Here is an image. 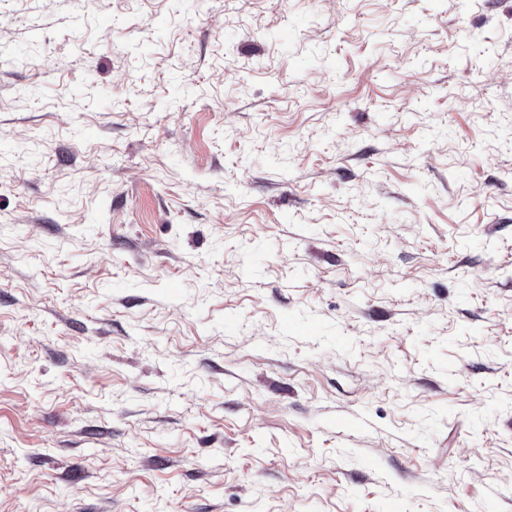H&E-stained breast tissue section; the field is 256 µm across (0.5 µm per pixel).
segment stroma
<instances>
[{
    "instance_id": "stroma-1",
    "label": "stroma",
    "mask_w": 512,
    "mask_h": 512,
    "mask_svg": "<svg viewBox=\"0 0 512 512\" xmlns=\"http://www.w3.org/2000/svg\"><path fill=\"white\" fill-rule=\"evenodd\" d=\"M512 512V0H0V512Z\"/></svg>"
}]
</instances>
